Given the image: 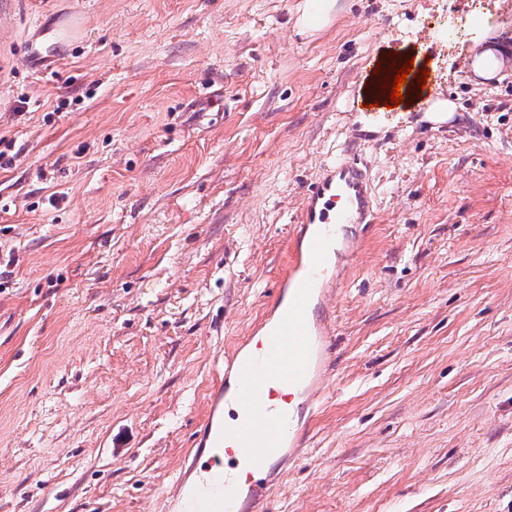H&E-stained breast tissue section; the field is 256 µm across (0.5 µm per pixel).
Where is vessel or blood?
I'll list each match as a JSON object with an SVG mask.
<instances>
[{
  "mask_svg": "<svg viewBox=\"0 0 512 512\" xmlns=\"http://www.w3.org/2000/svg\"><path fill=\"white\" fill-rule=\"evenodd\" d=\"M372 209L357 163L329 162L310 184L268 315L218 361L201 446L190 462L195 479L178 482L173 494L180 512H263L276 463L300 448L308 431L291 395L311 402L324 388L334 325L315 308L334 293L336 245L344 225L367 223Z\"/></svg>",
  "mask_w": 512,
  "mask_h": 512,
  "instance_id": "obj_1",
  "label": "vessel or blood"
}]
</instances>
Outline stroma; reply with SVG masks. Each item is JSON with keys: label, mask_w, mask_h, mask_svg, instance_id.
I'll return each mask as SVG.
<instances>
[{"label": "stroma", "mask_w": 512, "mask_h": 512, "mask_svg": "<svg viewBox=\"0 0 512 512\" xmlns=\"http://www.w3.org/2000/svg\"><path fill=\"white\" fill-rule=\"evenodd\" d=\"M336 3L304 33V0H0V512H165L334 159L374 221L267 512H512V0ZM76 9L82 39L26 66ZM391 57L428 95L369 132L352 98ZM503 65V57L497 48H482L475 54L474 70L483 78H493Z\"/></svg>", "instance_id": "1"}]
</instances>
